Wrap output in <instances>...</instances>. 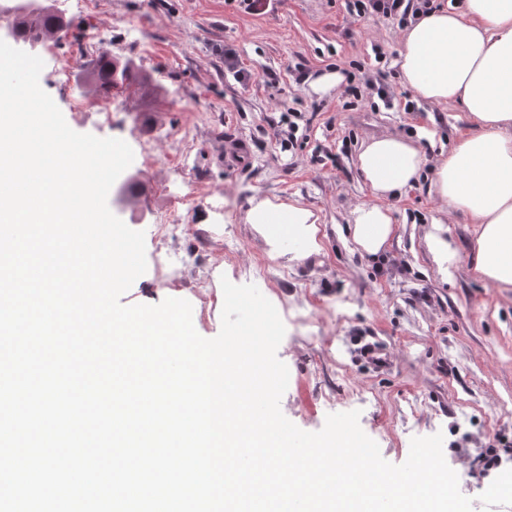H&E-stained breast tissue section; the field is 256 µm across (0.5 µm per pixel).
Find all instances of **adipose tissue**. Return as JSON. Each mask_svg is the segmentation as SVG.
<instances>
[{
	"mask_svg": "<svg viewBox=\"0 0 512 512\" xmlns=\"http://www.w3.org/2000/svg\"><path fill=\"white\" fill-rule=\"evenodd\" d=\"M397 65L415 96L432 105H462L469 126L452 140L434 166L431 191L442 209L467 214L476 226L469 270L497 288H512V0H462L430 12L406 27ZM425 154L412 139L370 136L357 157L374 196L357 205L348 230L363 255L377 258L397 232L386 200L418 183ZM285 213L284 228L271 225ZM272 242L288 237L318 248L311 208L264 199L245 214ZM442 220H431L424 242L439 274L448 275L459 257Z\"/></svg>",
	"mask_w": 512,
	"mask_h": 512,
	"instance_id": "adipose-tissue-1",
	"label": "adipose tissue"
}]
</instances>
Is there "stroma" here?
<instances>
[{
	"label": "stroma",
	"instance_id": "35a3bbf8",
	"mask_svg": "<svg viewBox=\"0 0 512 512\" xmlns=\"http://www.w3.org/2000/svg\"><path fill=\"white\" fill-rule=\"evenodd\" d=\"M74 32L113 55L131 58L159 86L139 102L134 90L113 94L112 121L103 123L96 98L78 83L77 48L47 43L41 88L80 133L120 138L132 150L148 146L146 164H131L153 198L139 217L133 203L113 206L128 227L144 232L147 249L179 252L172 285L146 270L121 302L188 300L197 332L216 337L221 320L204 312L211 280L248 283L256 263L267 269L260 292L287 309L277 356L289 369L283 414L300 429H322L328 414L359 411L362 430L385 460L406 461L413 437L443 436L444 457L456 469L474 512H512V497L490 495L482 474L490 448L512 449V307L501 308L499 289L467 271L474 224L461 212L442 214L429 191V175L442 147L469 122L462 106L419 101L403 84L395 61L402 31L383 19H354L345 0H275L248 13L226 0H67ZM234 45L252 79L241 85L224 69V47ZM355 62L378 76L392 107H344L320 95L298 70H325ZM68 68V83L56 77ZM301 112L295 149L281 150L277 121ZM425 132V177L388 206L399 235L382 259L361 256L342 230L356 204L373 197L355 165L367 137ZM299 201L319 217L318 248L293 262L292 243H267L259 227L244 223L253 200ZM179 218L178 238L154 234L155 216ZM443 218L460 261L442 280L422 241L423 225ZM380 347L384 365L361 354Z\"/></svg>",
	"mask_w": 512,
	"mask_h": 512
}]
</instances>
